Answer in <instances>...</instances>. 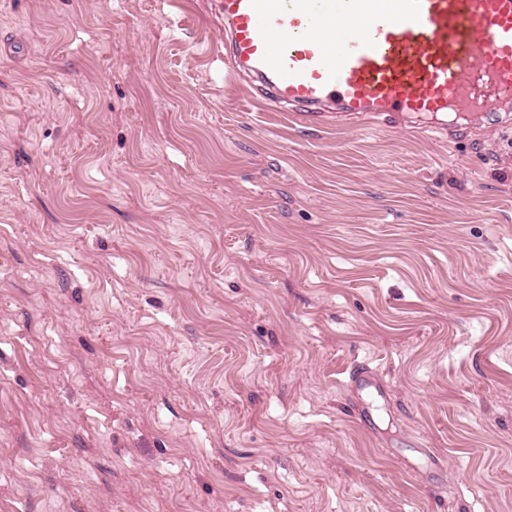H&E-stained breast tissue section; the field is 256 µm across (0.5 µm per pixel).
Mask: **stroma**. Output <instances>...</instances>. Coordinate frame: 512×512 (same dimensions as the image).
Masks as SVG:
<instances>
[{"label":"stroma","instance_id":"stroma-1","mask_svg":"<svg viewBox=\"0 0 512 512\" xmlns=\"http://www.w3.org/2000/svg\"><path fill=\"white\" fill-rule=\"evenodd\" d=\"M225 45L0 0V512H512V127H305Z\"/></svg>","mask_w":512,"mask_h":512}]
</instances>
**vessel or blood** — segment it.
<instances>
[{
    "label": "vessel or blood",
    "mask_w": 512,
    "mask_h": 512,
    "mask_svg": "<svg viewBox=\"0 0 512 512\" xmlns=\"http://www.w3.org/2000/svg\"><path fill=\"white\" fill-rule=\"evenodd\" d=\"M235 72L297 122L339 116L417 129L512 110V0H219ZM339 36L335 48L327 32Z\"/></svg>",
    "instance_id": "vessel-or-blood-1"
}]
</instances>
